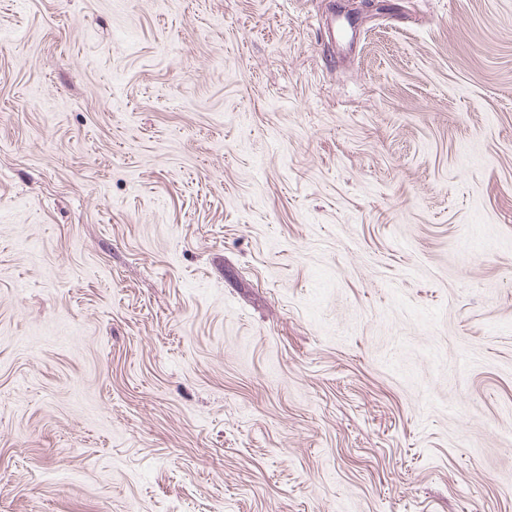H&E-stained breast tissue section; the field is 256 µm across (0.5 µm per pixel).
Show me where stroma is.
<instances>
[{
  "label": "stroma",
  "instance_id": "stroma-1",
  "mask_svg": "<svg viewBox=\"0 0 512 512\" xmlns=\"http://www.w3.org/2000/svg\"><path fill=\"white\" fill-rule=\"evenodd\" d=\"M0 0V512H512V0Z\"/></svg>",
  "mask_w": 512,
  "mask_h": 512
}]
</instances>
